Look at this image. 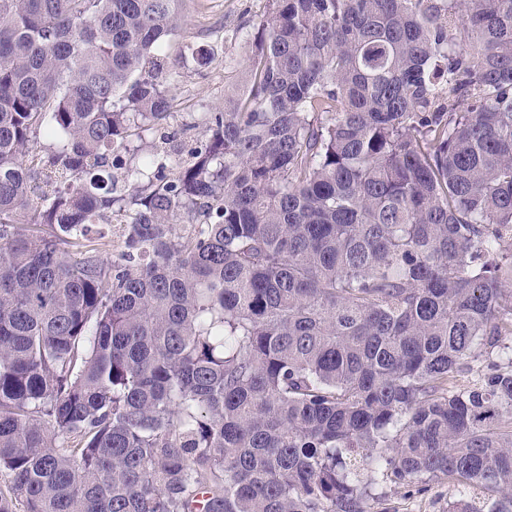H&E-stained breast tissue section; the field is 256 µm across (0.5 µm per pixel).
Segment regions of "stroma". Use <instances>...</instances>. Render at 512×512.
<instances>
[{
  "instance_id": "obj_1",
  "label": "stroma",
  "mask_w": 512,
  "mask_h": 512,
  "mask_svg": "<svg viewBox=\"0 0 512 512\" xmlns=\"http://www.w3.org/2000/svg\"><path fill=\"white\" fill-rule=\"evenodd\" d=\"M266 8V0H185V24L166 47V63L179 74L168 86L173 99L168 125L177 131L183 148L203 139L202 113L222 104L232 75L244 71L252 52L253 27ZM189 43L208 50L206 65L185 55ZM456 496L453 482L439 480L416 494L389 491L373 503L372 512H445Z\"/></svg>"
}]
</instances>
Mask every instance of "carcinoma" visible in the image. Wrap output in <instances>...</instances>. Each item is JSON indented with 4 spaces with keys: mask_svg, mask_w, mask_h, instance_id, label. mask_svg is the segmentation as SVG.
<instances>
[{
    "mask_svg": "<svg viewBox=\"0 0 512 512\" xmlns=\"http://www.w3.org/2000/svg\"><path fill=\"white\" fill-rule=\"evenodd\" d=\"M267 2L126 193L183 0H0V512H512V0ZM160 146H164L157 139H155L152 133H147L143 140L135 141L131 147L130 151L123 154V158L125 164L122 168L113 170L118 177H124V175L131 174L132 171L139 165L142 155L145 152L151 151L153 148L156 149ZM100 234L94 236V247H98L104 258L118 260L125 250L124 224H100L97 226ZM457 497V488L450 480L430 482L416 494L390 491L379 502L372 503L373 512H446L448 501Z\"/></svg>",
    "mask_w": 512,
    "mask_h": 512,
    "instance_id": "1",
    "label": "carcinoma"
}]
</instances>
